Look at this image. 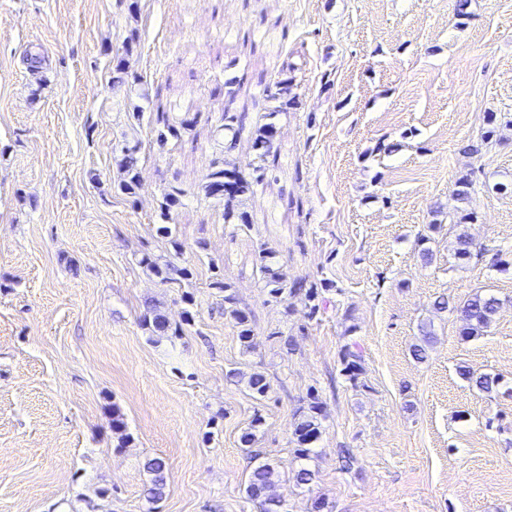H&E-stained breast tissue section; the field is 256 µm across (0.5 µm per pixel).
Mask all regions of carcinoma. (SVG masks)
<instances>
[{"label":"carcinoma","instance_id":"obj_1","mask_svg":"<svg viewBox=\"0 0 512 512\" xmlns=\"http://www.w3.org/2000/svg\"><path fill=\"white\" fill-rule=\"evenodd\" d=\"M137 47L135 33H130L123 41L121 51L116 53V64L113 67L112 84L119 87L128 82V72L123 61ZM291 66L286 65L273 78L266 80L258 78V83L264 85L263 94L267 101L273 103L264 115L265 122L255 126L250 132V148L258 159L257 165L251 171L244 172L235 167H228L226 161L212 162L205 177L203 191L206 196L219 199L223 203L224 223L236 229L246 227L252 223L250 214L244 209V201L254 194L257 188L264 185L267 163L275 157L273 153V137L276 132V117L288 110V106L295 103L297 93L293 78L288 76ZM241 85V81L230 79L224 82V105L222 119L224 121V151L230 152L237 148L241 136L246 129L248 113L239 112L233 108L237 91L233 85ZM151 121L158 128L160 141L169 139L180 141L188 128L198 123L197 118L186 119L175 125L170 122L168 112L162 104H157L151 112ZM139 144L125 143L119 149L116 163L121 171V179L116 189L119 193L133 197L140 184L139 172ZM474 173L468 172L455 181L454 194L459 201H466L474 191ZM182 191L173 187L164 193L159 205V219L157 234L167 239L172 250V256L160 260L148 253L143 254L142 264L163 285H178L188 283L193 278V269L188 265H180L177 259L182 255L181 244L173 236L172 224L174 215L181 206ZM453 253L455 259L462 263L471 260H480L490 257V262L496 264L500 261L499 253L491 252L487 247L478 246L466 232L456 235ZM255 263L262 275V288L272 299H278L283 294H301L304 296L306 315L310 320H318L333 305V296L339 293L331 281L319 284L308 283L304 280L292 279L288 271L280 264L277 253L266 244H261L255 253ZM209 286L222 294L224 300V313L229 316L236 331V336L244 350L250 351L255 345V333L250 313L238 307V301L231 284L224 281V275L213 267V276ZM502 300L491 293H474L459 304H450V301L439 296L433 303L434 310L438 312L451 311L456 315L459 323V335L463 338L481 336L491 327L501 307ZM144 325L157 339L177 337L182 334L183 327L172 325L167 316L156 306L147 308L143 316ZM356 331L352 325L347 329L350 333L347 341L339 351L340 374L354 389L366 387L365 383V357L360 344L351 333ZM475 388L487 395L498 392L499 378L488 374H475L469 370L463 372ZM229 378H240L245 381L248 391L256 400H263L267 396L270 383L260 371L245 375L235 369L227 372ZM328 417L324 402L319 394L310 392L304 404L294 413L292 438L293 453L298 467L293 472V482L298 487H309L316 479V472L309 468L306 461L310 460L315 452L317 442L325 432L324 423ZM263 425L262 415L257 414L249 427L242 433L240 441L250 454L252 462L250 475L245 484L246 497L260 506V512H286V500L277 493V485L281 481V473L272 460L254 448L257 442V433ZM147 471L151 475L150 484L146 489V498L153 505L162 500L166 488V462L161 458H153L146 462Z\"/></svg>","mask_w":512,"mask_h":512}]
</instances>
